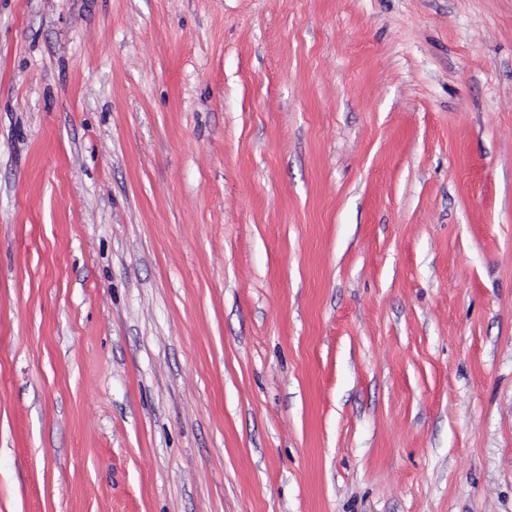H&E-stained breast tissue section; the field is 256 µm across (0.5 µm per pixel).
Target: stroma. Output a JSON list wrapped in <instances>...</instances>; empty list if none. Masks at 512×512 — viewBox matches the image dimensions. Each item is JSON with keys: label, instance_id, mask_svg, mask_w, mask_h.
Masks as SVG:
<instances>
[{"label": "stroma", "instance_id": "stroma-1", "mask_svg": "<svg viewBox=\"0 0 512 512\" xmlns=\"http://www.w3.org/2000/svg\"><path fill=\"white\" fill-rule=\"evenodd\" d=\"M0 512H512V0H0Z\"/></svg>", "mask_w": 512, "mask_h": 512}]
</instances>
